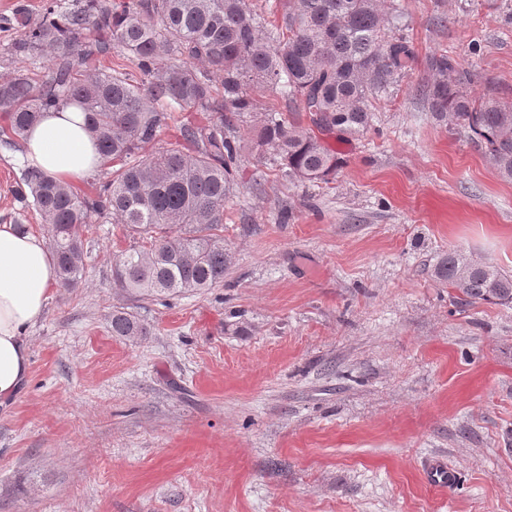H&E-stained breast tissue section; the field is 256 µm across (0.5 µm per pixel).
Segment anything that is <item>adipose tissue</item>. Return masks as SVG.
I'll list each match as a JSON object with an SVG mask.
<instances>
[{
    "label": "adipose tissue",
    "mask_w": 512,
    "mask_h": 512,
    "mask_svg": "<svg viewBox=\"0 0 512 512\" xmlns=\"http://www.w3.org/2000/svg\"><path fill=\"white\" fill-rule=\"evenodd\" d=\"M21 158L69 184L101 163L85 115L73 106L45 113ZM53 267V257L38 232L0 224V402L15 398L29 379V333L50 298Z\"/></svg>",
    "instance_id": "1"
}]
</instances>
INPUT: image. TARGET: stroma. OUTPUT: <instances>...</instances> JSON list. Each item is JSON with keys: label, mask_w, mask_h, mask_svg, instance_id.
Listing matches in <instances>:
<instances>
[{"label": "stroma", "mask_w": 512, "mask_h": 512, "mask_svg": "<svg viewBox=\"0 0 512 512\" xmlns=\"http://www.w3.org/2000/svg\"><path fill=\"white\" fill-rule=\"evenodd\" d=\"M416 62L367 130L323 134L329 182L292 183L239 132L223 283L137 300L118 224L84 231V275L30 331L31 376L0 406V512H512V305L460 304L451 249L512 274V182L435 119L428 56L512 101V13L398 0ZM0 145V224L24 219ZM124 309L146 336L113 335ZM439 459L459 480L437 488Z\"/></svg>", "instance_id": "stroma-1"}]
</instances>
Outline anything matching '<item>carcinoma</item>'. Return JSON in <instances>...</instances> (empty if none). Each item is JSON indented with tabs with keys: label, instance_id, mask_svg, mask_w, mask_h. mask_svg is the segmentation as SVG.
I'll use <instances>...</instances> for the list:
<instances>
[{
	"label": "carcinoma",
	"instance_id": "obj_1",
	"mask_svg": "<svg viewBox=\"0 0 512 512\" xmlns=\"http://www.w3.org/2000/svg\"><path fill=\"white\" fill-rule=\"evenodd\" d=\"M267 28L253 0H47L15 19L7 48L18 64L0 78V142L18 148L43 113L77 104L105 162L117 165L93 194L27 168L15 190L51 226L54 276L64 288L84 274L82 229L120 224L147 240L122 253L113 284L140 296L176 295L224 282L228 254L217 234L237 186L246 125L251 149L272 157L290 182H327L340 160L315 134L367 128L369 104L411 69L414 51L385 24L380 0H280ZM126 54L137 77L102 66ZM431 114L465 129L499 176L512 181V102L474 99L471 75L446 53L427 58ZM278 89L305 113L304 128L258 108L255 94ZM176 124L177 145L140 152ZM434 277L464 300L512 303V275L450 250ZM112 335L147 328L115 311Z\"/></svg>",
	"mask_w": 512,
	"mask_h": 512
}]
</instances>
